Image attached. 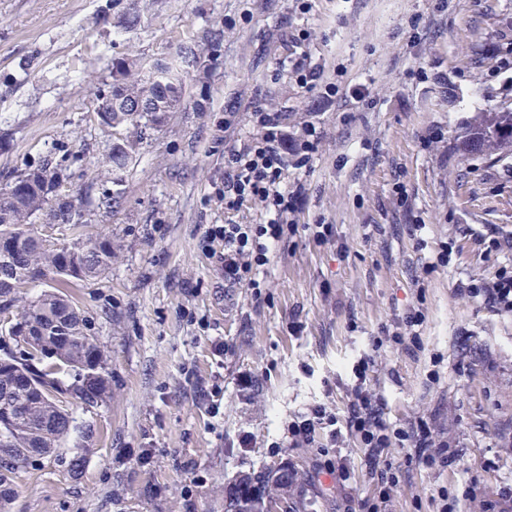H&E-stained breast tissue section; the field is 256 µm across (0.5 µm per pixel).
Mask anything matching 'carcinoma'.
I'll return each instance as SVG.
<instances>
[{"label": "carcinoma", "mask_w": 512, "mask_h": 512, "mask_svg": "<svg viewBox=\"0 0 512 512\" xmlns=\"http://www.w3.org/2000/svg\"><path fill=\"white\" fill-rule=\"evenodd\" d=\"M112 86L97 90V110L117 132L141 138L148 129L164 124L167 114L177 111L185 97L186 75L179 62L155 65L146 71L136 61L121 58L112 63ZM468 153L493 152L512 147V112H476L465 127ZM136 141L125 139L112 144L105 160L107 181L123 185ZM61 170L52 158L43 160L0 189V313L15 302L16 290L35 283L48 274L64 283L103 275L112 265V241L88 235L72 244L47 245L28 228L33 219L46 215L63 228L81 223L83 208L90 206L108 213L120 199V191L107 189L97 198L81 196L73 201L53 197L54 180ZM32 329L34 342L8 333L16 349L5 353L10 365L0 368V458L24 466L66 443L72 435L81 440L92 437V425L78 421L59 398L77 393L83 409L105 402L106 378L103 354L86 333L84 317L61 291H45L20 313ZM48 352L49 362L33 364L32 353ZM69 372L71 381L60 378ZM12 478L0 476V512H6L15 492ZM249 487L258 500L240 495L237 483L228 487L226 498L233 499L236 512H259L258 501L284 498L288 480L273 472L251 479Z\"/></svg>", "instance_id": "1"}]
</instances>
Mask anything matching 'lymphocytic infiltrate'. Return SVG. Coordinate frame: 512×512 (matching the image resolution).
Segmentation results:
<instances>
[{
    "mask_svg": "<svg viewBox=\"0 0 512 512\" xmlns=\"http://www.w3.org/2000/svg\"><path fill=\"white\" fill-rule=\"evenodd\" d=\"M305 39L302 29L287 34L284 61L299 87L319 89L324 100H332L339 86L324 81L320 67L311 64L303 48ZM251 118L254 133L247 143L224 150V207L234 210L246 201L257 200L263 203L267 219L261 224L230 220L213 224L205 236L223 244L218 260L224 270L225 286L257 291L272 248L296 231L292 215L302 200V189L288 184V171L311 168L324 131L318 122L310 120L301 132H289L282 113L262 107L256 108ZM461 290L496 314L512 316L511 264L498 266L490 276L470 279ZM423 323V313L413 309L393 326L382 327L380 337L373 340L371 353L352 368L354 386L344 415L316 404L294 414L284 429L283 438L289 447L320 449L322 469L341 482L349 479L350 470L344 458L334 451L338 439L348 435L364 448L365 464L377 473L378 482L372 495L359 501L358 512H385L390 492L399 481V469L390 458L392 448L405 449L406 465L420 470L453 469L459 465V455L451 442L435 441L427 420L418 419L408 427L394 424L386 416L385 402L369 388L374 351L396 347L414 352L421 346L418 328ZM478 497L483 500L484 512H512V482L501 483L489 492L477 476L465 481L462 488L444 494L439 512H461L462 502Z\"/></svg>",
    "mask_w": 512,
    "mask_h": 512,
    "instance_id": "f902f5d3",
    "label": "lymphocytic infiltrate"
}]
</instances>
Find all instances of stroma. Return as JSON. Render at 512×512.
Returning <instances> with one entry per match:
<instances>
[{"mask_svg": "<svg viewBox=\"0 0 512 512\" xmlns=\"http://www.w3.org/2000/svg\"><path fill=\"white\" fill-rule=\"evenodd\" d=\"M131 8L137 24L118 27ZM295 28L325 79L365 84L367 97L326 104L298 88L279 64ZM186 47L195 60L184 105L138 142L120 205L85 212L61 237L110 238V269L65 285L50 274L17 295L19 312L63 288L103 352L109 388L103 406L78 414L90 440L18 471L10 512H225L232 479L281 468L295 473L289 512H347L377 481L362 449L342 443L351 480L340 489L326 474L310 484L318 449L276 442L295 412L344 406L354 361L414 307L425 315L421 350H380L372 387L391 420L424 416L435 438L457 442L460 465L401 479L387 512H438L441 492L470 473L490 489L512 479V447L497 438L512 430V318L457 290L512 262V239L486 258L466 235L471 225L512 230V150L460 149L473 113L512 111V70H498L512 49V0H448L444 10L436 0H314L307 14L293 0H0V188L6 173L50 156L65 162L73 193L99 195L114 136L93 109L113 59L149 66ZM257 105L287 113L294 129L314 119L324 130L299 175L298 231L272 250L258 296L225 287L205 240L228 217L224 149L247 142ZM417 220L422 250L409 234ZM315 224L332 225L338 245L317 244ZM445 242L457 247L453 263L432 267ZM476 350L484 361L458 375ZM243 370L258 380L247 398Z\"/></svg>", "mask_w": 512, "mask_h": 512, "instance_id": "stroma-1", "label": "stroma"}]
</instances>
